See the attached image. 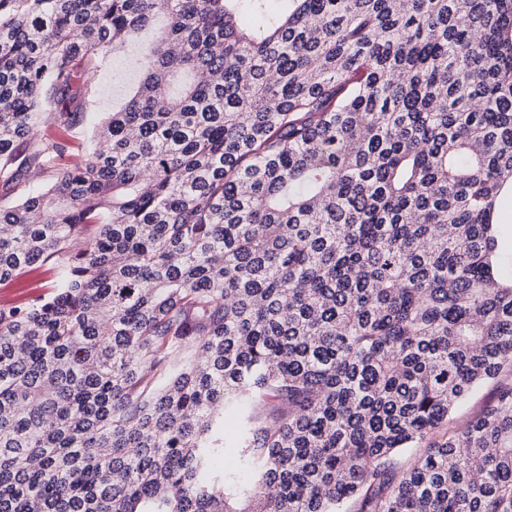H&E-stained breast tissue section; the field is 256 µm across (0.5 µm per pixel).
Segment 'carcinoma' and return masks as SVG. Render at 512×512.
Segmentation results:
<instances>
[{
	"label": "carcinoma",
	"instance_id": "cac0c4a2",
	"mask_svg": "<svg viewBox=\"0 0 512 512\" xmlns=\"http://www.w3.org/2000/svg\"><path fill=\"white\" fill-rule=\"evenodd\" d=\"M273 2L0 0V512H512V0ZM134 72L128 67L124 56L112 59L111 65L97 72V95L83 123L74 126L70 134L76 142L89 143L93 127L105 117V112H112V105H119L132 87ZM491 395V386H484L477 390L455 413L452 420V425H462L467 419L477 413L490 400Z\"/></svg>",
	"mask_w": 512,
	"mask_h": 512
}]
</instances>
